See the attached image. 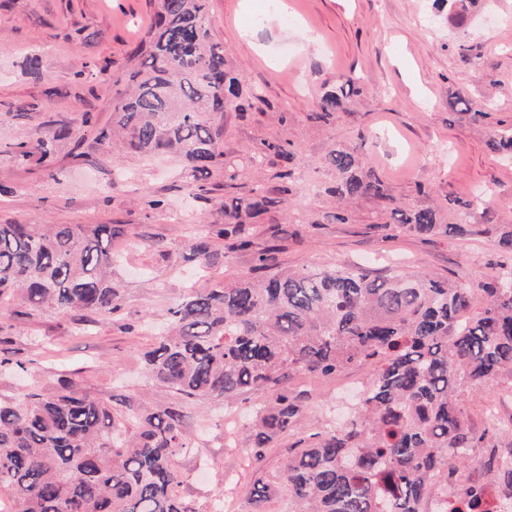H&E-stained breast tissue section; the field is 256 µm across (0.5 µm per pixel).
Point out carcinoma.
Masks as SVG:
<instances>
[{
    "mask_svg": "<svg viewBox=\"0 0 512 512\" xmlns=\"http://www.w3.org/2000/svg\"><path fill=\"white\" fill-rule=\"evenodd\" d=\"M448 3V24L464 25L474 0ZM138 67L112 109V130L136 153H170L189 165L197 195L224 155L212 117L239 103L240 75L229 69L213 40L208 0H155L154 21L142 38ZM354 74L324 86L313 120L327 123L361 94ZM452 108L474 124L491 104H474L461 90ZM77 132L67 126L38 132L36 144L16 143L8 153L25 164L39 153L50 162ZM512 163V126L488 140ZM288 141L250 149L255 172L249 193L224 206L212 236L232 237L237 248L253 242L250 219L277 212L291 194L295 153ZM285 162L271 191L261 178L269 154ZM334 175L327 193L338 206L332 218L348 223V207L376 206L383 232L434 236L481 235L493 230L512 254V225L502 224L486 189L479 197L430 202L424 185L409 202L398 199L357 151L336 144L324 157ZM123 234L112 224H0V296L16 293L33 310L112 317L122 291L112 280L109 245ZM200 265L211 262L210 243L192 245ZM276 248L256 256L260 278L190 288L166 318L154 324V345L144 353L149 377L175 397L150 412L127 397L109 407L66 379L50 397L23 392L0 400V491L16 496L14 512H196L179 494L175 458L189 447L186 403L196 399L243 405L250 413L247 450L256 459L279 441L293 439L275 473L254 480L251 512L279 488L289 512H425L436 484L455 477L446 512H490L489 492L462 471L476 448L512 424L477 431L464 411L466 389L512 373V269L478 286L484 307L464 315L467 292L432 273L373 277L330 266L272 271ZM351 366L369 370L366 398L342 425L327 423L304 436L313 394L296 388L309 374L334 378ZM489 483L512 487V448L485 461Z\"/></svg>",
    "mask_w": 512,
    "mask_h": 512,
    "instance_id": "carcinoma-1",
    "label": "carcinoma"
}]
</instances>
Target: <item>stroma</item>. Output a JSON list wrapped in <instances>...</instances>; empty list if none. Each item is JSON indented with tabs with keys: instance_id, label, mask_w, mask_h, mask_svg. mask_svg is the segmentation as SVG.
<instances>
[{
	"instance_id": "35a3bbf8",
	"label": "stroma",
	"mask_w": 512,
	"mask_h": 512,
	"mask_svg": "<svg viewBox=\"0 0 512 512\" xmlns=\"http://www.w3.org/2000/svg\"><path fill=\"white\" fill-rule=\"evenodd\" d=\"M213 36L230 67L242 78L248 112L227 111L214 122L221 132L223 162L214 166L204 196L190 195L188 166L179 157L144 160L116 154L98 141L112 121V102L136 65L134 52L152 21V0H0V224H112L122 236L112 242L121 260L113 279L123 293L122 320L75 332V313L26 311L13 297H0V353L13 366L0 368V399L21 391L57 393L61 376L80 390L114 405L118 396L142 397L148 409L172 402L153 386L143 353L154 338L147 319H163L188 287L206 288L208 273L192 257V238L224 218V203L245 195L250 176L235 187L224 183V165L241 162L261 141L288 140L297 151L290 206L258 216L252 249L236 251L231 240L213 244L214 270L233 281L252 273L257 251L276 245L278 265L327 264L371 271H428L477 288L512 255L500 251L495 233L384 238L373 229L370 204L356 208L349 223L324 215L334 208L324 188L331 176L321 158L336 143L355 147L403 200L415 183L435 198L464 197L490 187L512 224V164L487 142L494 130L512 125V0H477L468 31H454L447 12L433 0H210ZM42 52L41 78L28 75L34 50ZM354 72L363 95L351 111L330 122L311 120L321 87L337 74ZM472 102L494 97L486 123L449 111L452 91ZM77 128L55 161L15 164L5 148L35 141L40 127ZM163 200L158 211L144 199ZM315 404L304 432L345 410L332 379L308 377ZM496 398L499 414L512 418V375L487 388L469 390L465 410L476 428L485 426V401ZM238 409L195 400L185 428L194 448L177 458L179 488L199 512L217 498L229 512H250L247 491L259 470L279 468L286 445L268 449L263 462L228 442Z\"/></svg>"
}]
</instances>
